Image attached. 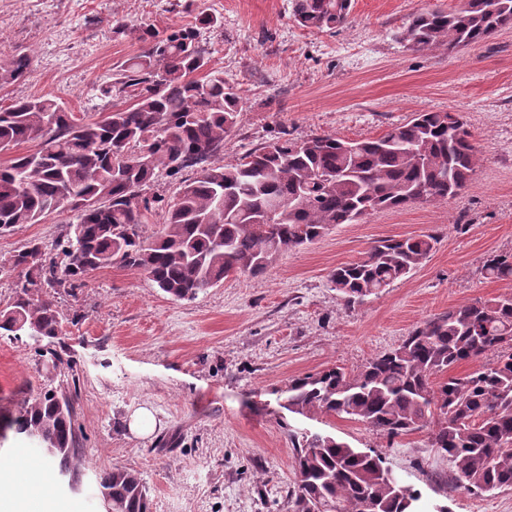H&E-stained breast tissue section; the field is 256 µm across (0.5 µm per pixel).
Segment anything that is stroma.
<instances>
[{
	"mask_svg": "<svg viewBox=\"0 0 512 512\" xmlns=\"http://www.w3.org/2000/svg\"><path fill=\"white\" fill-rule=\"evenodd\" d=\"M461 3L352 0L348 23L332 33L300 28L291 0H0V48L31 57L26 81L0 90L4 108L49 95L75 113L102 111L101 87L142 49L113 32L114 19L163 31L204 11L223 21L201 33L210 65L237 86L243 107L217 162H238L281 128L298 141L376 138L423 111L459 114L482 150L468 186L448 202L336 225L264 272L229 276L190 300H172L146 274L119 266L49 293L58 338L0 335V414L40 391L70 397L75 478L57 475V461L12 429H0V474L20 457L45 462L56 512H102L97 476L115 465L140 474L151 512H288L291 433L305 429L378 454L417 491L423 512H512V490L455 488L426 433L390 441L339 416L283 407L290 380L360 367L449 307L512 292V282L483 270L489 256L512 253V26L454 50L416 51L400 39L412 15ZM75 221L56 212L0 234V308L21 279L11 256L31 241L53 251ZM419 234L439 239L421 267L344 304L329 279L336 266L377 240ZM142 407L156 425L140 436L129 422Z\"/></svg>",
	"mask_w": 512,
	"mask_h": 512,
	"instance_id": "1",
	"label": "stroma"
}]
</instances>
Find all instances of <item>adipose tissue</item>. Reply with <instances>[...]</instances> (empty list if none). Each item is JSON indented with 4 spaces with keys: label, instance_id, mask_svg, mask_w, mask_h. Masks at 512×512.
<instances>
[{
    "label": "adipose tissue",
    "instance_id": "ef3b65f1",
    "mask_svg": "<svg viewBox=\"0 0 512 512\" xmlns=\"http://www.w3.org/2000/svg\"><path fill=\"white\" fill-rule=\"evenodd\" d=\"M14 469L16 479L8 492L0 494V512H54L48 495V468L20 460Z\"/></svg>",
    "mask_w": 512,
    "mask_h": 512
}]
</instances>
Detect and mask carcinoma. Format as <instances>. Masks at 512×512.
I'll return each mask as SVG.
<instances>
[{
    "label": "carcinoma",
    "instance_id": "cac0c4a2",
    "mask_svg": "<svg viewBox=\"0 0 512 512\" xmlns=\"http://www.w3.org/2000/svg\"><path fill=\"white\" fill-rule=\"evenodd\" d=\"M350 10L351 0L292 5L294 21L310 31L343 27ZM511 24L512 0H464L457 10L414 16L402 39L415 50H452L487 42ZM113 30L143 44L100 89L123 106L78 116L42 96L0 108V149L38 142L35 152L0 166V233L53 212L77 213L56 256L31 243L12 257L22 279L14 302L0 310L8 336L28 329L58 336L60 315L44 289L80 288L97 269L142 271L170 298H191L230 274L263 272L279 253L336 224L446 202L479 162L459 116L419 112L373 139L298 142L283 129L240 162L215 164L242 105L224 72L207 70L199 28L161 32L117 19ZM30 66L25 52L1 49L0 88L24 81ZM189 167L197 176L181 182L172 202L144 194L155 179H176ZM156 209L164 225L148 241L140 228ZM437 243L432 234L383 240L362 260L336 267L330 282L346 305L360 303L423 264ZM484 273L511 282L512 253L490 256ZM492 352L491 363L456 372ZM285 393V408L303 417L337 415L389 439L427 432L430 447L448 456L455 486L471 494L512 489V295L451 307L363 366L292 379ZM7 427L39 440L54 458L74 454L73 403L51 390L21 403ZM293 448L289 512H418L419 495L394 486L379 456L320 434L295 438ZM97 486L112 512H149L137 472L114 466Z\"/></svg>",
    "mask_w": 512,
    "mask_h": 512
}]
</instances>
